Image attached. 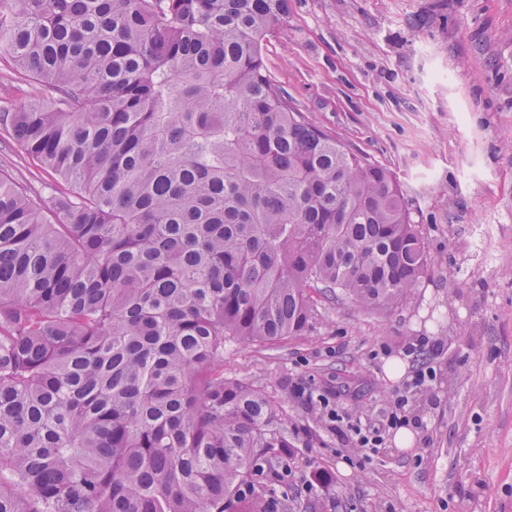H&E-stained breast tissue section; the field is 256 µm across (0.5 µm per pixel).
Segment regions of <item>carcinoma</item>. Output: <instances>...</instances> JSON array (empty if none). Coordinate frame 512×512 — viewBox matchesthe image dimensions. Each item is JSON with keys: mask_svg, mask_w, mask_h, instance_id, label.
<instances>
[{"mask_svg": "<svg viewBox=\"0 0 512 512\" xmlns=\"http://www.w3.org/2000/svg\"><path fill=\"white\" fill-rule=\"evenodd\" d=\"M288 0H0V512H268L293 447L224 345L386 314L431 259L387 168L266 64ZM31 90V85L22 81L3 53L0 57V100L21 99ZM2 149V151H1ZM11 154L12 156H10ZM1 169H4L16 182L35 190H41L46 183L51 182L48 173L35 168L23 159L16 157L9 150L8 146L1 148L0 144Z\"/></svg>", "mask_w": 512, "mask_h": 512, "instance_id": "carcinoma-1", "label": "carcinoma"}]
</instances>
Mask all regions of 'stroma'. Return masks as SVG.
<instances>
[{
	"instance_id": "35a3bbf8",
	"label": "stroma",
	"mask_w": 512,
	"mask_h": 512,
	"mask_svg": "<svg viewBox=\"0 0 512 512\" xmlns=\"http://www.w3.org/2000/svg\"><path fill=\"white\" fill-rule=\"evenodd\" d=\"M288 5L273 78L394 173L431 272L388 315L323 301L303 335L226 345L225 377L258 388L293 443L255 486L277 512H512V0ZM419 338L438 351L408 354ZM424 365L403 450L386 421ZM359 420L383 426L377 451L337 437Z\"/></svg>"
}]
</instances>
